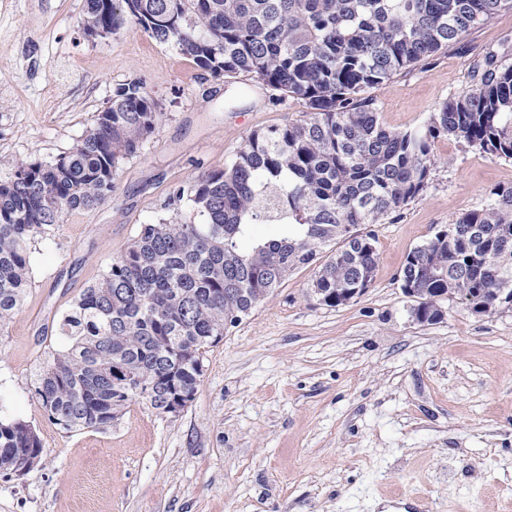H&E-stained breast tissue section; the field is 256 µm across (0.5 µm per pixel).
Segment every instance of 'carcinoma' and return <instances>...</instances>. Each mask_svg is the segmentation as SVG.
Here are the masks:
<instances>
[{"instance_id":"obj_1","label":"carcinoma","mask_w":512,"mask_h":512,"mask_svg":"<svg viewBox=\"0 0 512 512\" xmlns=\"http://www.w3.org/2000/svg\"><path fill=\"white\" fill-rule=\"evenodd\" d=\"M503 9L512 0H86L83 33L134 23L213 76L262 82L308 112L252 132L224 170L174 188L173 216L142 225L58 317L65 347L36 378L49 419L72 432L112 424L134 399L162 413L171 398L186 406L206 349L298 268L317 265L322 305L352 301L373 282L378 254L373 231L350 229L385 223L423 191L439 136L512 160V65L492 55L422 128L386 129L366 95ZM159 121L144 84L130 82L69 152L0 176V327L31 286L32 244L66 212L108 200L116 169ZM265 221L283 234L243 250L239 240ZM400 279L433 312L456 288L483 303L487 288L512 290V186L414 248ZM41 451L30 424L0 419V472L29 470Z\"/></svg>"}]
</instances>
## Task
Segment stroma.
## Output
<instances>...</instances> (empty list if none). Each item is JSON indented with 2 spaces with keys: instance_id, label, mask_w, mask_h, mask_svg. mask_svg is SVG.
Here are the masks:
<instances>
[{
  "instance_id": "obj_1",
  "label": "stroma",
  "mask_w": 512,
  "mask_h": 512,
  "mask_svg": "<svg viewBox=\"0 0 512 512\" xmlns=\"http://www.w3.org/2000/svg\"><path fill=\"white\" fill-rule=\"evenodd\" d=\"M84 5L0 0V174L68 152L124 84L143 82L162 119L117 169L111 199L65 213L31 246V286L0 329V417L31 424L43 449L24 475H0V512H512V311L445 299L444 319L421 325L401 289L415 247L512 185V160L445 136L424 190L374 225L364 295L321 305L313 268L296 269L208 349L179 412L136 399L97 429L48 419L36 374L64 343L44 328L166 216L174 185L307 110L265 84L213 77L132 23L86 37ZM490 51L512 64V10L371 89L380 122L427 124Z\"/></svg>"
}]
</instances>
